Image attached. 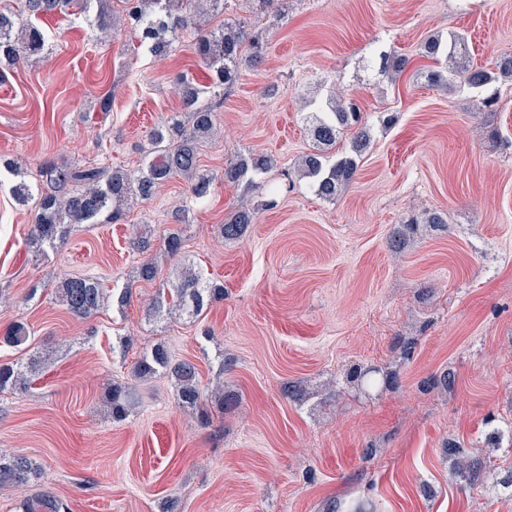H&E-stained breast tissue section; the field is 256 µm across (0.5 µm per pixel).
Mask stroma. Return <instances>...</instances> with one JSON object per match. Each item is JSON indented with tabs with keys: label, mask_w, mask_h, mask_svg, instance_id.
<instances>
[{
	"label": "stroma",
	"mask_w": 512,
	"mask_h": 512,
	"mask_svg": "<svg viewBox=\"0 0 512 512\" xmlns=\"http://www.w3.org/2000/svg\"><path fill=\"white\" fill-rule=\"evenodd\" d=\"M227 12L249 19L267 58L219 100L200 165L219 176L252 153L277 165L263 192L216 185L186 224L171 219L187 195L176 178L121 223L67 225L41 255L12 189L36 184L49 161L141 168L149 131L180 111L177 77L209 82L193 32L159 61L125 25L104 41L72 8L41 21L46 54L0 77V333L22 323L28 353L51 355L26 390L0 393V450L39 467L0 485V512L44 493L66 512H512V81L479 91L418 76L431 35L465 33L478 67L512 56V0H275L265 14L229 0ZM379 50L408 58L400 77L370 69ZM332 94L357 98L372 142L355 182L328 201L296 172L312 149L305 116ZM491 95L497 105L480 109ZM244 199L256 220L224 240ZM429 211L447 230L421 227L392 252V231ZM172 227L184 249L153 248L163 275L186 263L224 286L194 319L151 316L162 283L137 277L134 230ZM75 275L132 297L76 319L56 295ZM158 342L239 405L183 409L160 373L112 421L106 384L129 380ZM355 364L397 381L362 391L346 379ZM289 381L304 398L283 396ZM448 441L491 461L492 476L461 489Z\"/></svg>",
	"instance_id": "35a3bbf8"
}]
</instances>
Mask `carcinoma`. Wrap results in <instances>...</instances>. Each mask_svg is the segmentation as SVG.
I'll list each match as a JSON object with an SVG mask.
<instances>
[{"instance_id": "carcinoma-1", "label": "carcinoma", "mask_w": 512, "mask_h": 512, "mask_svg": "<svg viewBox=\"0 0 512 512\" xmlns=\"http://www.w3.org/2000/svg\"><path fill=\"white\" fill-rule=\"evenodd\" d=\"M228 0H0V60L11 66L26 62L44 53L46 38L38 22L47 16L60 14L76 3L87 13L96 9L95 25L103 34L115 28L116 19L124 18L140 35L141 44L155 58L162 60L172 42L183 31L194 30L196 52L201 65L210 72L211 85L203 86L186 76L177 80L183 115L171 117L149 132L152 149L144 168L128 171L102 166H78L47 162L39 170L36 187L19 182L13 187L16 200L32 203L33 224L28 239L31 248L41 251L60 238L67 224H92L99 217L107 223H117L125 216L126 208L134 202H147L170 179L182 178L189 188L190 199L208 195L214 177L201 172L200 147L216 132L215 108L210 96L233 87L244 67L258 68L265 61L263 42L251 35L245 19L228 20L217 27L206 22L225 13ZM464 37L448 34L444 40L429 36L421 45V56L430 60L421 75L432 85L449 83L453 77L464 75L465 82L481 89L498 77H512V57L498 62L496 70L471 67L455 60L464 54ZM408 64L403 56L381 55L379 71L400 74ZM313 148L302 160L300 175L311 180L316 194L324 200L336 199L338 193L356 179L360 162L371 144V130L359 105L353 98H329L320 111L309 116ZM352 134L350 149L335 160L330 152L344 132ZM274 165L267 154L236 157L224 166V182H242L255 186V176ZM256 211L242 204L220 227L224 240L244 236L248 225L254 223ZM184 240L177 232L161 237V249L167 256L181 254ZM161 274L153 258H145L137 267L140 280L152 282ZM58 297L74 317L86 320L105 306L106 293L101 284L87 276L65 279L57 286ZM224 299V288L204 280L190 269L181 272L177 281L169 283L168 293L153 302L156 316L180 311L190 318L203 313L205 305ZM28 340L25 327L13 324L0 342L21 347ZM41 357H22L8 364L0 363V392L9 388L25 390L30 377L38 371ZM168 373L177 387L178 403L184 408L198 407L206 397L200 384L199 371L190 360L172 362L167 348L157 343L131 368V379L142 380L159 371ZM134 386L129 382L108 384L105 402L112 420L123 421L133 401ZM448 455L456 460L458 474L474 486L484 482L486 468L478 458L467 457L464 449L449 443ZM36 465L22 454L7 456L0 452V483H26L36 475ZM63 503L45 494L24 504L23 512H61Z\"/></svg>"}]
</instances>
